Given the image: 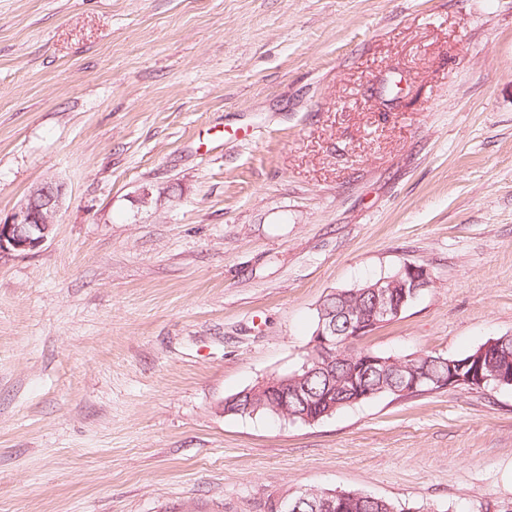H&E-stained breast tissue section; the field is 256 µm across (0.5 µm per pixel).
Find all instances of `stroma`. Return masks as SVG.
Listing matches in <instances>:
<instances>
[{
    "label": "stroma",
    "instance_id": "stroma-1",
    "mask_svg": "<svg viewBox=\"0 0 512 512\" xmlns=\"http://www.w3.org/2000/svg\"><path fill=\"white\" fill-rule=\"evenodd\" d=\"M49 179L0 256V512L512 501V388L224 412L406 263L433 286L363 346L512 336V0H0V218ZM65 194L55 179L34 186L10 220L0 221V256L39 248L49 237ZM323 493L324 490H317ZM340 493L339 491H325L322 503L324 510L333 512L336 506L338 507L335 512H406L404 508L399 509L398 506L391 500L370 496L358 491H342L341 497L336 499Z\"/></svg>",
    "mask_w": 512,
    "mask_h": 512
}]
</instances>
